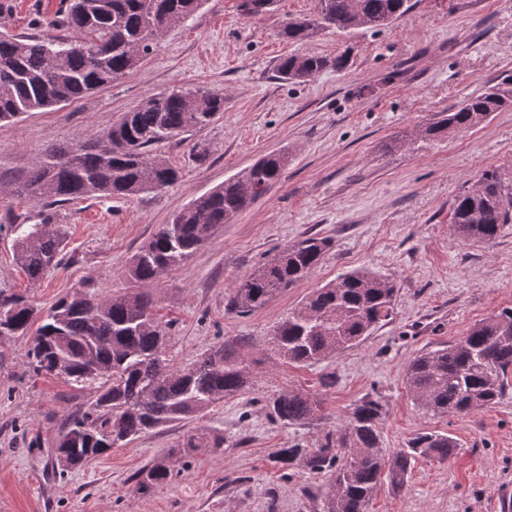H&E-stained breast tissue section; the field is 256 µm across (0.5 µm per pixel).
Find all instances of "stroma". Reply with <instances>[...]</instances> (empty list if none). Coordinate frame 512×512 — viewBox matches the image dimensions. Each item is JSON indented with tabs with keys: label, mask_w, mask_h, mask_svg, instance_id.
Returning a JSON list of instances; mask_svg holds the SVG:
<instances>
[{
	"label": "stroma",
	"mask_w": 512,
	"mask_h": 512,
	"mask_svg": "<svg viewBox=\"0 0 512 512\" xmlns=\"http://www.w3.org/2000/svg\"><path fill=\"white\" fill-rule=\"evenodd\" d=\"M410 3L391 26L323 30L294 42L281 37L284 23L316 15L318 0H278L258 16L242 12L240 0H203L122 79L0 127V289L43 308L71 290L127 291V263L161 225L268 153H288L281 180L153 289L172 365L229 342L252 364L251 388L199 419L143 434L62 474L56 438L90 391L34 374L32 336H0V512H322L329 473L282 468L277 453L295 444L315 450L326 433L343 429L365 396L384 405L383 447H404L425 431L458 444L450 461L418 460L402 490L380 488L367 512H505L512 389L491 407L434 415L409 393L405 369L512 307V223L490 243L464 240L451 224L453 199L483 169L512 182V109L440 142L414 145L404 137L471 95L512 83V0ZM64 8L63 0H0V33L66 37ZM345 51L350 61L341 71L329 68L304 82L276 72L291 54L333 58ZM197 87L223 95L224 112L157 146L156 155L180 173L174 186L52 209L12 194L46 146L86 141L157 94ZM16 221L66 232L60 265L39 281L15 261ZM309 236L330 242L312 274L252 314L228 311L240 280ZM356 269L396 281L392 321L319 363L279 360L272 327L313 288ZM330 375L335 385H327ZM285 389L317 397V419L273 420L268 400ZM191 432L223 435V451L198 450L165 488L138 491L135 473Z\"/></svg>",
	"instance_id": "obj_1"
}]
</instances>
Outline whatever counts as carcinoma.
<instances>
[{
  "label": "carcinoma",
  "mask_w": 512,
  "mask_h": 512,
  "mask_svg": "<svg viewBox=\"0 0 512 512\" xmlns=\"http://www.w3.org/2000/svg\"><path fill=\"white\" fill-rule=\"evenodd\" d=\"M203 0H70L64 26L79 38L31 39L0 35V124L48 110L123 78L157 40L158 24L175 28ZM410 0H320L333 28H353V8L368 28L387 26L411 8ZM320 29L286 23L282 36L293 41ZM343 55L330 60L295 54L280 60L285 80L305 81L328 67L343 68ZM512 107L511 88H493L469 97L425 130L443 140L472 129L493 112ZM224 112V97L201 88L164 92L123 113L100 137L77 144L50 145L40 154L17 192L48 206L93 195L133 198L174 185L179 172L152 155L153 146L210 123ZM285 158L269 153L210 193L194 199L162 225L131 258L124 276L131 291L104 297L80 291L57 299L43 311L24 297L0 289V336L34 332L29 358L36 373L75 383L99 382L92 398L71 415L56 452L66 455L61 471L82 467L111 449L151 430L207 414L217 404L244 393L252 383L250 364L224 343L184 368L163 355L165 328L155 313L150 288L167 271L185 263L214 233L231 224L250 204L247 189L269 190L284 172ZM512 222V184L485 169L452 203V226L464 239L493 241ZM17 260L33 280L59 264L61 230L46 224H12ZM329 240L308 237L283 248L256 267L232 291L227 308L251 314L308 277L321 263ZM396 283L369 270H353L315 289L271 330L276 354L288 363L311 365L359 344L392 320ZM512 373V308L474 324L460 341L428 350L407 366L405 382L416 402L439 415H464L496 404ZM269 413L283 424H306L321 411L309 393L282 390L268 401ZM379 398L361 399L342 432H331L312 453L299 444L279 451L278 462L302 459L312 472L329 471L332 481L323 512H367L383 482L400 489L414 462L452 459L457 442L447 434L420 432L406 447L381 448ZM224 447L218 434L191 433L177 447L134 476L143 492L167 486L182 456L200 448Z\"/></svg>",
  "instance_id": "obj_1"
}]
</instances>
